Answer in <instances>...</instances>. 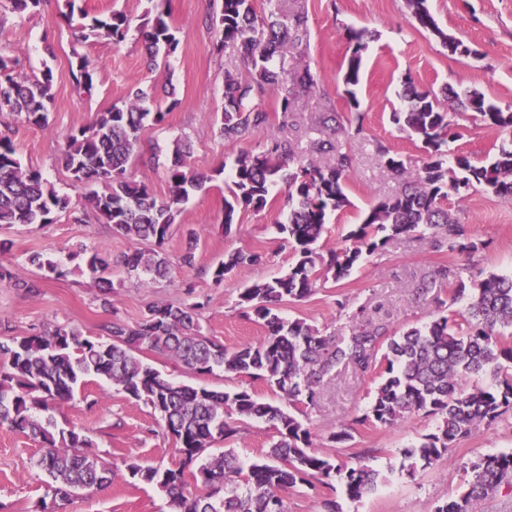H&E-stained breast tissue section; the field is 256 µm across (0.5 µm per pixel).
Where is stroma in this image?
Segmentation results:
<instances>
[{
  "label": "stroma",
  "mask_w": 512,
  "mask_h": 512,
  "mask_svg": "<svg viewBox=\"0 0 512 512\" xmlns=\"http://www.w3.org/2000/svg\"><path fill=\"white\" fill-rule=\"evenodd\" d=\"M161 2L169 12L179 46L168 64L150 70L140 33L147 0H78L79 7L91 16L114 10L128 15L130 30L118 47L94 39L75 42L70 27L58 15L56 0H45L40 8L23 12L13 10L10 0H0V53L19 60L30 74L50 66L54 95L48 127L30 125L5 112L0 114V128L12 129L23 165L40 170L59 193L79 194L59 160L65 136L73 128L91 125L113 105L122 104L137 84L174 90L173 98L160 100L169 110L165 123L146 127L143 139L148 151L127 169L131 179L151 183L158 196L168 192L166 169L177 138L190 146V168L205 174L232 165L244 145L258 153L270 140L290 138L310 149L314 140L326 136L320 124L324 112L345 109L341 78L351 54L346 36L350 28L373 34L363 54L362 82L357 89L364 131L336 139L339 148L353 158L347 177L351 205L332 216L322 239L324 248L343 245L372 203L401 190V180L380 164L377 145L389 148L408 171H415L423 162L421 142L391 120L392 113L404 109L398 91L405 77L436 91L474 88L489 103L512 112V0H428L438 25L470 48L467 56L450 54L437 37L420 28L405 0H282L286 9L296 3L304 6L309 31L307 43L286 51V67L292 73L310 70L319 89L300 95L287 121L275 115L273 99H265L264 108L274 114L271 122L251 135L247 144L227 140L219 136L214 117L224 107V74L242 71L243 59L233 43L225 44L222 53L212 51L217 33L207 18L218 10L217 0ZM48 43L55 51L51 59L44 52ZM77 53L87 56L95 67L94 92L89 97L77 93L73 86L70 62ZM174 98L179 101L175 107L170 104ZM452 122L456 137L449 142V150L476 163L494 157L500 146L512 139L508 131L468 114L453 116ZM443 205L473 237L487 243L471 258L462 259L466 285L492 273L512 272V202L480 187L469 191L462 201L448 196ZM284 212L285 195L276 190L264 210H239L232 228H224V183L219 179L205 183L190 196L180 224L162 247L174 262L184 251L193 250L194 268L174 270L168 279L146 287L128 277L121 265L123 255L135 249V242L114 233L110 225L77 224L64 214L52 224L0 226V240L11 244L8 251L0 253V264L41 280L43 285L40 295L32 296L0 283V333L27 336L59 325L95 335L106 321L135 324L146 305L154 302H201L207 335L229 349L256 342L263 329L243 316L237 305L238 293L254 282L285 273L291 265L293 251L275 229ZM82 247L99 249L111 261V308H103L93 275L78 269L72 258ZM237 248L260 253L261 263L235 268L222 284H215L211 266L223 259L225 252ZM34 251L56 260L65 277L43 278L41 270L28 262ZM449 259L448 253L433 251L428 240L398 238L382 253L365 259L346 279L319 286L305 301L285 306L282 314L304 318L338 338L349 332L348 320L336 310L340 300L380 306L381 316L394 330L422 324L433 319L436 309L415 302L410 291ZM188 281L195 286L190 295L184 288ZM144 358L171 379L191 384L199 380L169 357L148 351ZM199 381L213 388L248 387L266 400L274 397L266 384L228 379L220 371ZM372 388L371 382L351 369L338 366L328 377L317 405L306 411L317 448L332 459L350 466L363 463L380 474L377 491L362 500H349L343 491H336L342 512H434L463 483L467 463L512 448L511 415L473 430L432 468L407 475L405 449L421 435L434 432L438 420L418 413L389 429L357 424V417L370 402ZM52 417L57 427L83 429L92 439L95 453L112 466L111 483L101 491L71 497L63 512H174L162 492L131 479L127 472L135 457L161 468L172 467L178 460L173 441L149 406L135 402L104 379L90 377L74 399L54 410ZM343 425L350 428V440L329 442V434ZM239 429L233 442L220 443V450H233L243 462L268 450L273 435L268 423L255 420L240 424ZM41 453L38 443L0 426V512H35L41 500L51 499L48 477L38 464Z\"/></svg>",
  "instance_id": "stroma-1"
}]
</instances>
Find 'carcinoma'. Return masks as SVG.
<instances>
[{
	"mask_svg": "<svg viewBox=\"0 0 512 512\" xmlns=\"http://www.w3.org/2000/svg\"><path fill=\"white\" fill-rule=\"evenodd\" d=\"M268 2L267 11L259 14L254 0H221L219 11L210 16L217 31L213 49L220 52L224 44L234 43L244 62L243 72L224 75V110L216 122L226 138H242L269 124L271 114L262 107L265 98L275 97L277 111L287 119L299 93L318 89L308 70L288 87L284 52L307 40L304 12L285 14L271 5L273 0ZM406 5L422 28L456 53L459 40L439 27L428 0H406ZM83 18L87 23L78 29L76 41L93 38L118 47L126 40L131 23L126 13L112 11L91 18L85 13ZM141 33L153 64L178 48L168 13L155 5L145 11ZM349 39L352 51L343 86L350 117L345 124L336 115L332 120L336 128L359 135L364 115L358 111L356 88L368 35L351 30ZM74 57L75 90L89 96L94 69L86 56ZM52 86L50 68L31 76L18 70L17 60L0 54L1 113L12 112L34 126H48ZM404 98L406 110L393 113L392 121L423 144L426 157L409 174L388 148L377 147L381 163L406 186L372 205L357 230L336 249L324 252L320 242L329 216L350 206L346 194L350 156L321 144L317 152L329 149L335 154L333 161L320 163L286 139L271 141L257 154L239 150L224 181L225 231L231 230L238 207L262 211L272 189L282 184L288 217L275 228L294 250L288 272L239 292L238 306L265 329L257 342L229 350L206 335L201 323L204 305L199 302L151 303L134 327L120 321L102 326L105 341L62 326L0 341V424L40 443L39 464L53 481V499L63 502L111 482L112 467L91 451L94 444L84 431L71 428L55 433L50 430L51 418L44 416L70 401L77 386L91 376L110 380L158 412L181 457L179 466L161 469L134 460L127 470L131 478L166 493L176 512H285L288 490L320 486L333 491L336 480L352 501L372 494L378 487V471L334 463L314 448L311 428L293 415L315 405L325 377L341 364L374 381L369 407L358 422L391 428L419 411L440 418L436 431L405 451L410 476L441 459L477 427L512 411V275L491 273L468 289L462 265L442 264L421 280L413 295L440 307L445 304L442 294L450 288L451 303L461 304V309L400 331L373 320L365 305L354 309L339 301L338 311L350 321L348 335L339 342L302 318L281 315L285 305L314 295L319 281L339 282L395 238L426 237L436 250L458 255L485 246L442 206L450 192L463 197L461 188L481 186L512 200V144L501 145L492 160L480 164L462 155L451 158L443 150L452 130L449 113H471L512 133V112L501 111L476 89L458 93L445 88L438 94L410 79L404 82ZM166 116L148 91L134 88L123 105L99 113L90 126L71 130L64 139L61 162L73 186H101L77 204L69 195L59 194L41 172L24 167L11 129L0 130V226L52 224L62 213L83 224L91 212L98 223L112 225L116 234L152 245L124 256L127 274L152 281L168 277L172 267L160 247L180 223L191 191L223 174L224 168L211 175L192 171L187 151L177 140L166 173L167 195L159 197L149 183L130 180L126 166L142 154L146 123L160 125ZM73 257L93 274L109 266L96 249L82 248ZM29 261L57 278L65 275L39 252ZM260 261L255 252H227L213 267L212 279L221 284L233 269ZM0 283L34 296L41 291V281L23 278L2 264ZM145 348L175 359L197 377L221 370L227 376L265 383L288 407L262 401L246 388L224 392L176 382L141 359ZM479 375L489 377L492 384L483 388L468 383ZM243 419H261L274 430L264 458L245 466L230 452L204 457L216 442L233 438ZM467 473L456 494L435 512H474L477 501L504 483L512 484V450L478 457L469 463Z\"/></svg>",
	"mask_w": 512,
	"mask_h": 512,
	"instance_id": "1",
	"label": "carcinoma"
}]
</instances>
